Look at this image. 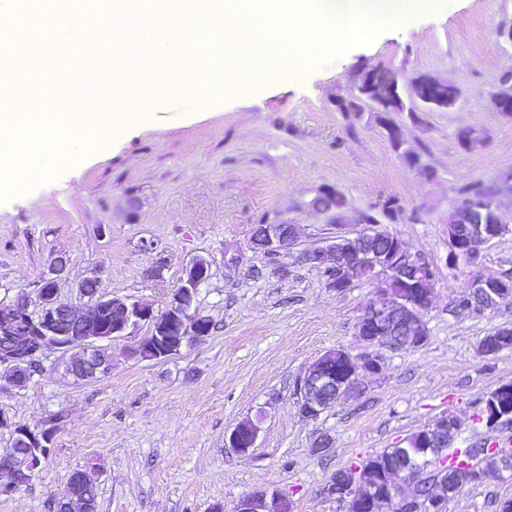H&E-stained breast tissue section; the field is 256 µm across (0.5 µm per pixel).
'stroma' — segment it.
Masks as SVG:
<instances>
[{"label":"stroma","mask_w":512,"mask_h":512,"mask_svg":"<svg viewBox=\"0 0 512 512\" xmlns=\"http://www.w3.org/2000/svg\"><path fill=\"white\" fill-rule=\"evenodd\" d=\"M511 28L512 0H435L433 10L300 78L214 106L155 105L120 139L0 203V303L51 277L62 259L60 301L80 304L78 285L94 271L99 295L160 312L202 256L211 271L197 307L213 324L204 340L160 360L129 354L147 328L116 339L112 369L98 380L68 375L67 352L34 357L29 383L0 392V455L19 425L50 431L52 446L27 485L0 494V512H54L68 475L83 469L95 480L98 512H231L259 489L280 493L292 512H346L323 493L331 476L406 447L440 417L458 419L455 447L484 442L489 432L477 416L492 390L512 382V348L486 355L480 344L512 326V304L479 314L457 313L455 304L474 273L512 275V233L487 243L478 264L452 266L448 213L463 186L512 172V120L491 106L512 69ZM376 66L408 80L430 73L460 91L454 108L435 111L405 91V109L392 118L419 166L394 151L375 113L336 106L355 75ZM464 127L482 142L461 147ZM326 187L342 192L353 214L399 199L384 230L436 271L422 346L366 347L357 325L374 283L339 292L300 262L301 249L336 233L332 214L311 205ZM260 220L300 225L297 247L275 261L253 251ZM281 264L287 276L277 273ZM334 349L379 356L380 368L360 372L357 390L307 419L300 381ZM258 415L249 454L225 447L230 430ZM322 434L332 449L320 458L312 445ZM508 497L512 474L488 471L444 510L497 512Z\"/></svg>","instance_id":"35a3bbf8"}]
</instances>
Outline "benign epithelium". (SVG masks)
<instances>
[{
  "label": "benign epithelium",
  "mask_w": 512,
  "mask_h": 512,
  "mask_svg": "<svg viewBox=\"0 0 512 512\" xmlns=\"http://www.w3.org/2000/svg\"><path fill=\"white\" fill-rule=\"evenodd\" d=\"M501 88L492 95L491 102L497 112H502L512 105V70L502 74ZM418 98L425 107L439 108L445 99L452 97V89L443 86L440 80L430 74H424L412 81ZM366 90L369 101L378 109H383L388 101L400 95L399 76L387 70L383 81L367 80ZM367 220L357 213L345 219H338V224H369V227L356 234L354 239L341 232L323 246L306 249L301 253L303 263L321 272L336 271V279H329L326 285L338 291L351 286L352 281L370 275L376 279L398 278L404 281L405 293L394 295L387 290H377L374 298L366 306L358 325V334L368 345L395 336L411 335L413 326L421 321L422 313L432 301V291L422 287L417 277L416 257L405 244L396 238L391 239L392 248L387 252L374 249V241L383 235L376 228L381 223L380 217H391L390 211L380 210L371 213ZM507 217L496 219L490 224H471L465 236L457 232L449 234L451 245L448 264L452 265L463 257H474L481 252L482 246L512 230ZM297 241L294 226L290 224H266L252 237L251 248L266 255L278 257L280 252ZM208 262L202 257L194 259L186 269L180 285L174 289L166 309L156 314L152 308L139 301L96 297L98 276L86 277L78 287L79 293L94 300L92 307L84 311L74 305L58 301L54 281L44 280L36 285L35 295L39 300L40 311H29L30 299L22 293L16 300L0 307V367H5L4 380L12 387L25 386L30 374L26 370L27 354L25 336L29 333L41 337L44 348L75 349L69 369L85 372L90 379L106 376L112 363L100 356V348L95 345L98 339H113L132 334L140 325L148 324L149 333L143 342L150 344L157 357H168L196 340L209 335L210 323L194 308L200 287L207 282L205 273ZM470 296L483 300L496 297L493 281L477 273L469 282ZM80 319L98 326L95 334L76 344L69 338V323ZM379 359L364 356L358 360L342 350L325 353L308 370L300 381L302 393L301 412L309 418L316 419L338 398L345 395L357 384L358 371L361 368L377 370ZM511 412L490 401L479 420L486 427L493 428L507 421ZM450 430H459V425L448 417L435 421L426 428L428 436L435 442H442ZM260 427L254 421L241 422L228 436V444L241 454L248 453L255 447ZM16 441L12 452L0 456V472L11 476L8 489L13 490L23 485L30 476L22 468L21 458L28 463L38 465L52 444L50 432L19 427L15 430ZM410 474L408 468L398 471L401 481H406ZM397 480V481H399ZM397 481L390 483L379 496H358L353 493L354 483L347 482L344 476L335 475L324 487L323 492L339 502L349 501L351 512H373L378 504L391 503L397 491ZM280 497L279 493L269 494L255 491L241 497L231 512H262L268 496Z\"/></svg>",
  "instance_id": "obj_1"
}]
</instances>
